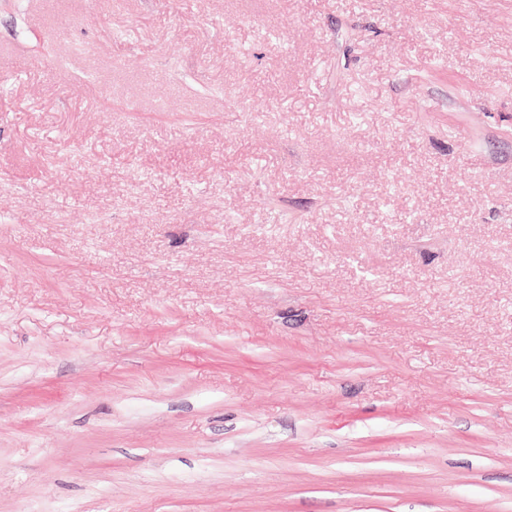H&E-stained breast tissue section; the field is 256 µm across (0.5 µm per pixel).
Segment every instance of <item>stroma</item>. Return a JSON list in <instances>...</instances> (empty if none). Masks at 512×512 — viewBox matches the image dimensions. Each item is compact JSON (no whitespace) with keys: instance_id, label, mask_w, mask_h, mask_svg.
Returning a JSON list of instances; mask_svg holds the SVG:
<instances>
[{"instance_id":"stroma-1","label":"stroma","mask_w":512,"mask_h":512,"mask_svg":"<svg viewBox=\"0 0 512 512\" xmlns=\"http://www.w3.org/2000/svg\"><path fill=\"white\" fill-rule=\"evenodd\" d=\"M0 512H512V0H0Z\"/></svg>"}]
</instances>
